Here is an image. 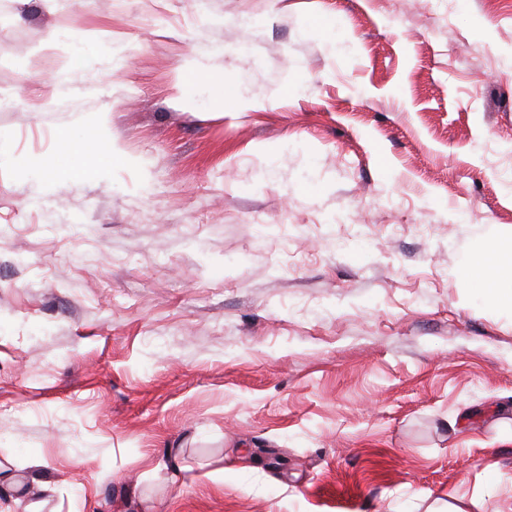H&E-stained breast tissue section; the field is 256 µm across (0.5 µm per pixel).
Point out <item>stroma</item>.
<instances>
[{
	"label": "stroma",
	"mask_w": 512,
	"mask_h": 512,
	"mask_svg": "<svg viewBox=\"0 0 512 512\" xmlns=\"http://www.w3.org/2000/svg\"><path fill=\"white\" fill-rule=\"evenodd\" d=\"M1 94L0 512H512V0H0ZM459 277L484 298L512 306V237L489 241L479 258L460 268Z\"/></svg>",
	"instance_id": "stroma-1"
}]
</instances>
